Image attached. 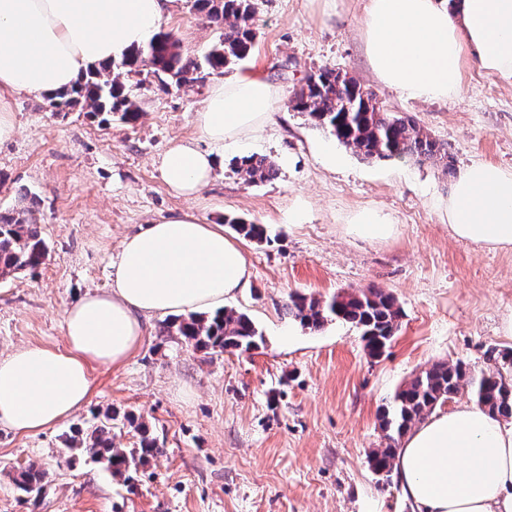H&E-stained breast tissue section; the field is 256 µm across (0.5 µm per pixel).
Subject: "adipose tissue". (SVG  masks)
<instances>
[{
    "mask_svg": "<svg viewBox=\"0 0 512 512\" xmlns=\"http://www.w3.org/2000/svg\"><path fill=\"white\" fill-rule=\"evenodd\" d=\"M174 0H0V142L15 131L11 95L69 88L89 66L144 46ZM365 52L380 82L414 100L459 91L462 63L512 81V0H368ZM283 97L268 79L215 82L197 114L209 148L177 143L161 176L192 199L214 178L212 145H239L269 122ZM453 237L512 250V170L474 162L447 201ZM250 284L241 246L193 213L129 234L112 284L63 314L66 348L25 346L0 355V426L37 433L86 405L93 365L123 363L154 315L212 311ZM396 472L418 512H512V425L472 405L429 416L402 440Z\"/></svg>",
    "mask_w": 512,
    "mask_h": 512,
    "instance_id": "1",
    "label": "adipose tissue"
}]
</instances>
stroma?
Listing matches in <instances>:
<instances>
[{"label": "stroma", "mask_w": 512, "mask_h": 512, "mask_svg": "<svg viewBox=\"0 0 512 512\" xmlns=\"http://www.w3.org/2000/svg\"><path fill=\"white\" fill-rule=\"evenodd\" d=\"M256 39L238 72L280 86L285 100L256 139L217 149L216 178L198 197L175 196L161 161L177 140L200 142L196 115L214 76L168 91H136L137 121L58 111L47 95L10 99L17 131L0 143V211L28 191L49 255L33 273L0 279V354L66 345L64 309L86 291H107L123 237L192 210L206 223L232 214L265 225L268 240L243 241L250 286L227 305L247 314L264 346L205 354L144 324L133 354L91 370L89 403L38 434L0 428V512H414L397 481L369 466L387 439L379 410L415 373L461 361L473 373L487 353L512 348L501 331L512 313V251H488L448 233L441 204L452 177L406 159L365 160L293 111L306 76L330 66L376 93L385 109L412 115L450 146L456 167L476 161L512 169V84L477 64L461 91L439 101L405 98L372 73L359 21L367 0H257ZM165 31L202 58L220 31L193 0H177ZM256 154L274 180L245 184L235 158ZM302 204L301 223L288 211ZM378 210L393 234L367 241L349 230ZM381 288L403 316L387 354L366 356L358 331L330 322L312 330L285 311L291 293L326 298ZM117 408L140 416L161 452L132 482L64 445L71 427ZM41 467V498L13 477Z\"/></svg>", "instance_id": "obj_1"}]
</instances>
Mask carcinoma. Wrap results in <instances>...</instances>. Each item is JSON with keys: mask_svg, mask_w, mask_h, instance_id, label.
<instances>
[{"mask_svg": "<svg viewBox=\"0 0 512 512\" xmlns=\"http://www.w3.org/2000/svg\"><path fill=\"white\" fill-rule=\"evenodd\" d=\"M195 4L201 15L223 30L203 59L183 55L171 33H157L147 46L124 60L90 67L71 88L53 93L50 106L59 109L83 104L93 113L117 114L120 120L130 123L140 117V108L126 90V82L141 74L143 68H148L152 84L166 90L172 85L197 82L205 72L222 74L244 60L255 38V0H195ZM290 106L305 114L313 126L330 133L365 159L409 158L418 164H440L446 171H453V156L447 145L433 138L413 116L388 112L377 105L373 91L353 77L347 82L339 79L332 67L323 66L309 74L290 100ZM232 168L246 184L264 182L277 174L271 160L255 155L235 159ZM224 223L247 240H267L262 224L230 215L224 216ZM46 258V243L33 207L27 204L10 214L0 212V279L33 272ZM286 313L311 329H320L335 320L351 325L359 330L371 358L385 354L402 317L393 294L380 288L342 290L324 301L295 293L290 296ZM160 335L176 336L208 354L227 350L248 352L264 343V336L254 322L232 308L213 315H175L161 324ZM489 360L494 365L479 375L472 374L460 361L440 362L400 385L379 412L380 427L388 444L369 455L373 470L391 477L401 439L437 406L461 392L469 394L489 414L512 418V349H493L489 351ZM118 417L115 411L105 413L98 422L76 430L67 443L93 462L104 465L111 474L131 480L142 461L159 452V444L145 424L125 415L123 419L137 430L138 447L114 446L112 421ZM45 479L46 472L31 464L17 473L15 485L37 498Z\"/></svg>", "mask_w": 512, "mask_h": 512, "instance_id": "carcinoma-1", "label": "carcinoma"}]
</instances>
